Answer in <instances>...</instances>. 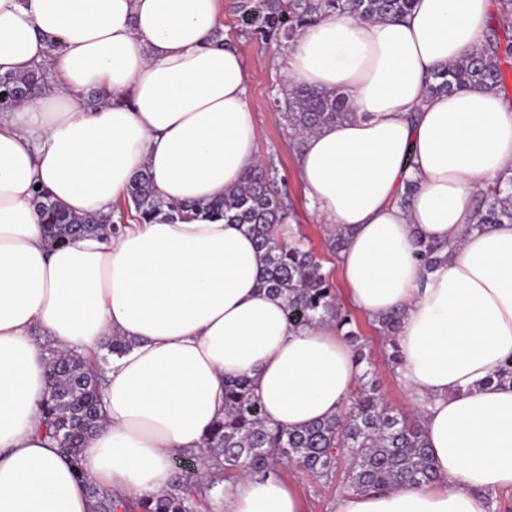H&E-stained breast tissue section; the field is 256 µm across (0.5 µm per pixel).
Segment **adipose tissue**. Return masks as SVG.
<instances>
[{"instance_id":"obj_1","label":"adipose tissue","mask_w":512,"mask_h":512,"mask_svg":"<svg viewBox=\"0 0 512 512\" xmlns=\"http://www.w3.org/2000/svg\"><path fill=\"white\" fill-rule=\"evenodd\" d=\"M489 0H415L402 17L307 24L283 59L288 85L338 91L351 115L307 135L296 176L317 216L348 229L339 262L369 320L401 311L398 380L420 406L432 482L347 492L334 512H482L512 487V223H475V189L512 168V113L498 89L431 95L434 71L484 43ZM220 0H0V73L45 65L48 95L0 113V512H90L44 441L40 336L86 354L119 336L104 422L82 449L88 479L147 497L171 459L224 416V380L248 376L266 420L299 429L349 404L360 368L333 325L290 328L260 289L262 256L224 220L130 222L116 238L51 245L36 187L77 214H108L133 174L155 195L211 201L256 166L241 53L216 46ZM56 50H48V42ZM109 100L88 107L87 89ZM409 205H400L407 183ZM452 244L423 270L418 243ZM224 512H301L274 475L226 484Z\"/></svg>"}]
</instances>
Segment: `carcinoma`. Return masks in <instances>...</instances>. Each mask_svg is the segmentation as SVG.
<instances>
[{"label": "carcinoma", "instance_id": "carcinoma-1", "mask_svg": "<svg viewBox=\"0 0 512 512\" xmlns=\"http://www.w3.org/2000/svg\"><path fill=\"white\" fill-rule=\"evenodd\" d=\"M499 28H490L481 50L437 71L429 86L434 95L449 94L478 83L498 89L512 108V94L502 63L512 60V0H500ZM412 0H236L235 11L252 34L292 42L307 23L325 16L350 14L368 20L402 16ZM50 87L47 71L36 66L26 73L0 75V111L11 110ZM275 107L288 123L295 148L302 138L349 115L344 96L306 88H286ZM49 240L64 245L78 236L117 235L121 225L113 215H78L69 212L42 189L34 192ZM124 205L134 210L136 221L168 219H224L240 224L255 239L263 266L258 284L285 299L288 325L332 323L355 347L357 361L364 359L355 318L337 302L336 289L323 272L308 239L285 224L290 216L275 170L258 164L244 173L241 183L220 200L195 204L169 203L157 198L145 170L136 172ZM476 224L512 223V169L500 173L492 189L477 198ZM416 258L426 270L444 256L431 244H420ZM401 313L378 321L389 338L390 358L399 364L394 333ZM43 347L49 355L52 384L41 402L43 435L63 450L78 480L87 484L91 512H214L217 489L233 481L243 468L255 473L278 474V468L297 464L319 481L335 476L336 456L347 451L349 486L357 491L390 489L403 483L430 481L434 469L427 452L422 417L393 413L373 388L361 387L342 415L316 421L301 429L270 425L245 377L224 380V418L204 439V449L185 452L173 460L175 480L170 488L150 498H127L91 481L80 466L84 442L103 423L100 410L102 383L98 368L106 356L94 354L60 357L49 338Z\"/></svg>", "mask_w": 512, "mask_h": 512}]
</instances>
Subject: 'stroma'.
I'll return each instance as SVG.
<instances>
[{"mask_svg": "<svg viewBox=\"0 0 512 512\" xmlns=\"http://www.w3.org/2000/svg\"><path fill=\"white\" fill-rule=\"evenodd\" d=\"M223 2L226 33L234 40L247 66L258 152L263 159L272 163L279 181L288 192L293 205L292 225L300 227L310 238L324 271L329 273L335 285L338 303L347 305L339 262L328 248L327 226L319 221L303 187L294 177L297 155L291 148V132L282 115L272 107V99L283 85L282 66L276 56L285 53L286 47L282 44L272 45L251 34L234 9L235 0ZM356 321L365 343L367 359L361 368L367 373L366 383L375 385L385 404L394 413L412 416L414 409L392 370L388 360L390 349L383 334L375 322L364 316H357ZM281 478L298 495L303 512H333L336 498L346 491L344 477H337L332 483L325 484L293 465L282 470Z\"/></svg>", "mask_w": 512, "mask_h": 512, "instance_id": "stroma-1", "label": "stroma"}]
</instances>
